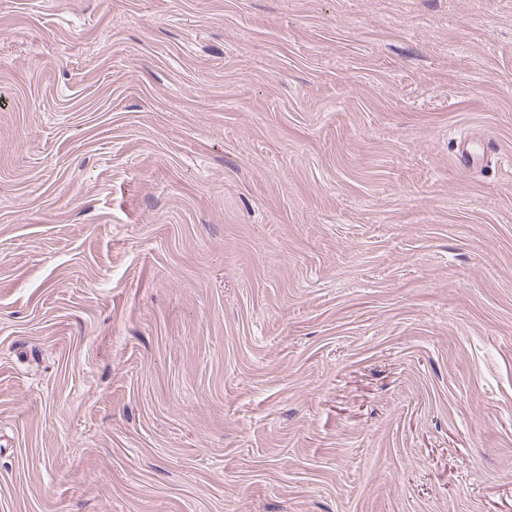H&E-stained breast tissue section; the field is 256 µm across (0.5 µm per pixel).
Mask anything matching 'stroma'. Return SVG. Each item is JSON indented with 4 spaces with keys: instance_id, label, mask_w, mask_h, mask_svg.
Returning a JSON list of instances; mask_svg holds the SVG:
<instances>
[{
    "instance_id": "stroma-1",
    "label": "stroma",
    "mask_w": 512,
    "mask_h": 512,
    "mask_svg": "<svg viewBox=\"0 0 512 512\" xmlns=\"http://www.w3.org/2000/svg\"><path fill=\"white\" fill-rule=\"evenodd\" d=\"M512 0H0V512H512Z\"/></svg>"
}]
</instances>
